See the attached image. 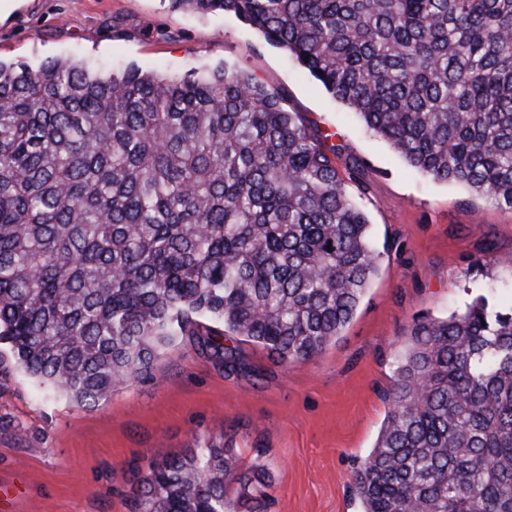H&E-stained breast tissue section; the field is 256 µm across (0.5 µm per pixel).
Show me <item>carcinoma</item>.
<instances>
[{
    "label": "carcinoma",
    "mask_w": 512,
    "mask_h": 512,
    "mask_svg": "<svg viewBox=\"0 0 512 512\" xmlns=\"http://www.w3.org/2000/svg\"><path fill=\"white\" fill-rule=\"evenodd\" d=\"M287 49L413 168L512 210V0H171ZM329 135L226 65L202 76L0 61V344L95 408L194 336L321 354L378 271ZM353 472L362 512H512V306L422 317ZM224 437L152 452L134 512H267ZM238 489L232 499L227 490Z\"/></svg>",
    "instance_id": "obj_1"
}]
</instances>
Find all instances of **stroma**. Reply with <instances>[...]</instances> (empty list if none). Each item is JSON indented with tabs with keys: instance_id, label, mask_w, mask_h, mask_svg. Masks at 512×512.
<instances>
[{
	"instance_id": "stroma-1",
	"label": "stroma",
	"mask_w": 512,
	"mask_h": 512,
	"mask_svg": "<svg viewBox=\"0 0 512 512\" xmlns=\"http://www.w3.org/2000/svg\"><path fill=\"white\" fill-rule=\"evenodd\" d=\"M55 58L159 75L229 64L283 90L309 126L333 133L341 160L359 161L348 190L380 262L341 336L304 363L282 366L241 341L229 369L186 340L159 355L152 379L93 409L11 372L0 381V512H131L153 449L204 435L223 437L242 466L265 465L268 512H361L352 474L385 418L411 325L479 294L512 303V211L410 168L235 17L183 13L170 0H25L0 19V60Z\"/></svg>"
}]
</instances>
